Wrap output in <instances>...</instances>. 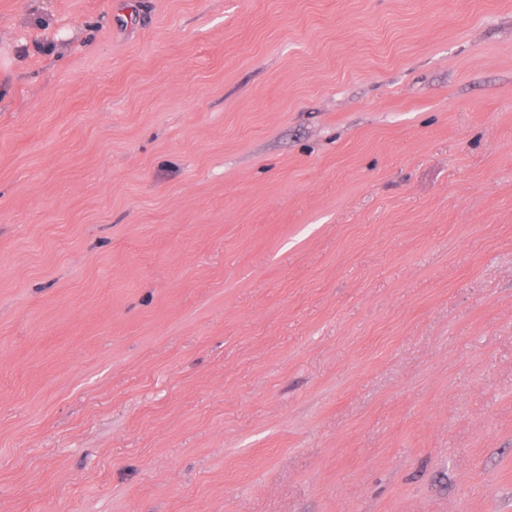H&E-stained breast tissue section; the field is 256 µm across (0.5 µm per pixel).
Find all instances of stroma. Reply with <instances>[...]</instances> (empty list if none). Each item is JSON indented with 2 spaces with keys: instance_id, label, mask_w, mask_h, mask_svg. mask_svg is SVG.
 I'll use <instances>...</instances> for the list:
<instances>
[{
  "instance_id": "1",
  "label": "stroma",
  "mask_w": 512,
  "mask_h": 512,
  "mask_svg": "<svg viewBox=\"0 0 512 512\" xmlns=\"http://www.w3.org/2000/svg\"><path fill=\"white\" fill-rule=\"evenodd\" d=\"M0 512H512V0H0Z\"/></svg>"
}]
</instances>
